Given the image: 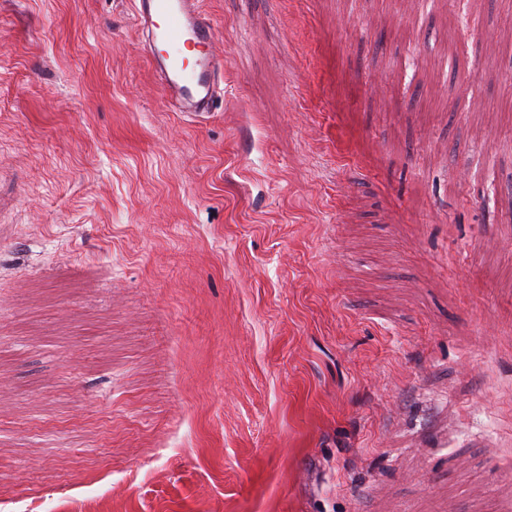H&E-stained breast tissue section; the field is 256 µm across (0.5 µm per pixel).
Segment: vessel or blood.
I'll return each mask as SVG.
<instances>
[{"label":"vessel or blood","instance_id":"obj_1","mask_svg":"<svg viewBox=\"0 0 512 512\" xmlns=\"http://www.w3.org/2000/svg\"><path fill=\"white\" fill-rule=\"evenodd\" d=\"M148 58L157 62L161 89L175 111L200 120L222 96L224 55L213 19L200 0H132ZM194 57H187V50Z\"/></svg>","mask_w":512,"mask_h":512}]
</instances>
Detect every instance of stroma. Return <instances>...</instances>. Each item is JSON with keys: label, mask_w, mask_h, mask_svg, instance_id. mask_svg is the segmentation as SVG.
I'll list each match as a JSON object with an SVG mask.
<instances>
[{"label": "stroma", "mask_w": 512, "mask_h": 512, "mask_svg": "<svg viewBox=\"0 0 512 512\" xmlns=\"http://www.w3.org/2000/svg\"><path fill=\"white\" fill-rule=\"evenodd\" d=\"M0 0V512H512V0ZM200 0H132L133 17L165 98L175 112L200 120L223 97L224 53L213 19L200 10ZM182 48L193 49L190 61Z\"/></svg>", "instance_id": "stroma-1"}]
</instances>
